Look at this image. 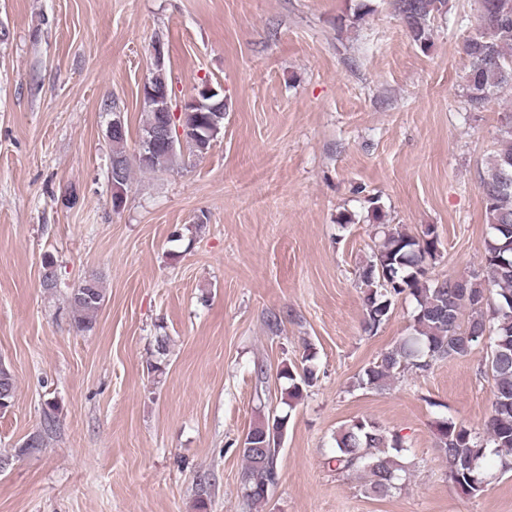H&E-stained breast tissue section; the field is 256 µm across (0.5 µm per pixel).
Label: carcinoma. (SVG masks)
Here are the masks:
<instances>
[{"mask_svg": "<svg viewBox=\"0 0 512 512\" xmlns=\"http://www.w3.org/2000/svg\"><path fill=\"white\" fill-rule=\"evenodd\" d=\"M509 0H479L477 25L463 42L468 60L464 75L465 102L471 112L482 111L492 100L512 94V6ZM396 15L412 42L421 49L430 47L429 23L432 17L450 11L449 0H393ZM145 119L141 135L148 134L163 113L152 104H144ZM173 127L182 129L185 145L156 147L147 161L141 162L126 151L128 136L111 137V158L121 167L125 189L133 168L156 172L170 168L182 150L202 158L214 139L204 129L222 131L224 113L202 112L189 105L172 116ZM496 149L488 157L480 174L479 192L489 226L479 269L468 276L431 279L420 266H428L439 253V241L431 226L419 235L397 229L383 232L372 259L359 268L363 328L376 332L393 312L396 299L403 294L415 300L412 332L365 366L355 378L360 389L384 391L404 371L425 372L433 363L470 355L480 347L482 337L486 358L480 373L492 381L491 414L485 429L477 432L443 418L436 423L437 450L446 460L448 476L461 493L481 494L489 484L487 459L497 460L501 471H512V111L501 117L496 132ZM42 286L59 287L56 263L49 257L42 262ZM66 301L74 331L87 333L95 328L105 301L100 279L90 276L69 289ZM169 351V337L155 339V364L162 370ZM314 354L303 355L305 365L297 371L285 365L279 376L288 381L285 404L293 407L307 389L318 381L310 364ZM0 387L8 388L3 410L16 396L13 372L0 362ZM288 415L273 412L251 427L240 453L245 463L241 476L243 497L253 505L265 502L278 481L280 443ZM331 457L335 470L365 479L366 491L386 497L401 486L406 472L402 458L409 448L397 433H390L376 422L356 420L342 428L335 438ZM44 437L37 433L19 446L11 456H1L0 464L10 466L14 459L39 451Z\"/></svg>", "mask_w": 512, "mask_h": 512, "instance_id": "obj_1", "label": "carcinoma"}]
</instances>
